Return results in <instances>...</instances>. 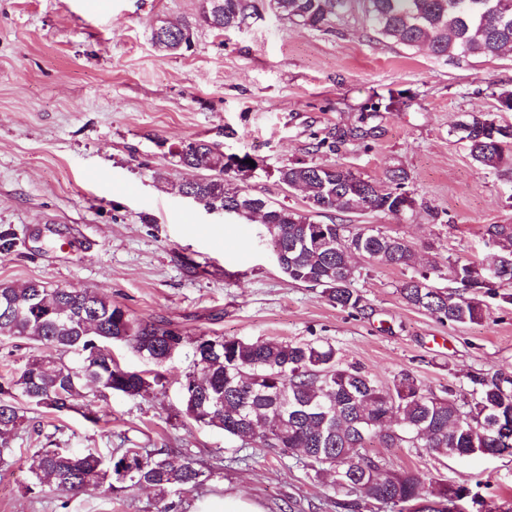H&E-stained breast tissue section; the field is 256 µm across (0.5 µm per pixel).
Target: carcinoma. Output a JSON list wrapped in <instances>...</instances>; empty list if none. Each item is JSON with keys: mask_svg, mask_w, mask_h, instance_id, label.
Returning a JSON list of instances; mask_svg holds the SVG:
<instances>
[{"mask_svg": "<svg viewBox=\"0 0 512 512\" xmlns=\"http://www.w3.org/2000/svg\"><path fill=\"white\" fill-rule=\"evenodd\" d=\"M385 38L406 47L428 45L445 57L499 56L512 47V0H269L278 15L321 28L352 2ZM203 17L217 30L238 28L253 15V0H203ZM181 30H153L157 44L176 47ZM495 122L488 115L468 114L455 127L464 133L474 164L482 170L512 165V134H486ZM175 165L189 172L177 190L186 189L204 205L235 208L244 188L231 175L242 171L248 155H226L206 140L181 143L168 151ZM282 184L299 183L307 211L269 204V223L277 225L278 270L289 281L321 289L332 306L361 310L362 296L353 288L358 262L411 269L399 286L406 304L428 312L441 323L467 325L482 321L487 306L481 294L512 305V293L499 288L512 281V224H490L487 243L496 249L497 269L473 262L453 267L454 279L470 291L450 293L433 286L437 265L415 269V253L404 238L379 228L355 224H316L312 214L328 210L355 213L358 205L394 216L409 211V175L394 168L380 182L363 178L342 164L321 166L294 162L278 169ZM318 235L331 243L316 248L305 242ZM0 338L24 340L58 352L34 357L0 381V454L19 425L15 396L63 414L76 408L90 389L105 399L112 394L140 396L161 380L144 371L121 367L112 345H130L138 355L161 368L185 344L192 345L193 371L182 382L185 414L213 426L248 448L306 449V467L334 477L336 512H414L422 501V478L415 470L392 471L364 451L378 441L387 448H424L438 454L457 448L464 456L512 455V376L474 377L472 399L441 397L411 374L397 375L390 387L379 385L357 367L341 368L336 349L325 343L279 340L249 342L234 337L200 335L132 318L112 299L93 289L55 288L39 281L17 288L0 283ZM26 490L45 487L73 496L99 488L114 494L128 486H147L156 495V512H174L169 496L197 488L203 472L179 461L167 448H118L104 457L91 449L39 448L30 457ZM428 499L448 505L431 512H458L448 499V483L440 480Z\"/></svg>", "mask_w": 512, "mask_h": 512, "instance_id": "1", "label": "carcinoma"}]
</instances>
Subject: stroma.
I'll return each mask as SVG.
<instances>
[{
	"instance_id": "35a3bbf8",
	"label": "stroma",
	"mask_w": 512,
	"mask_h": 512,
	"mask_svg": "<svg viewBox=\"0 0 512 512\" xmlns=\"http://www.w3.org/2000/svg\"><path fill=\"white\" fill-rule=\"evenodd\" d=\"M200 12L201 0H0V283L89 288L191 337L328 342L341 366L382 386L407 372L435 393L467 394L471 375L512 376V305L490 303L479 323L443 324L402 300L405 271L366 264L355 283L363 311L336 308L279 272L259 222L209 215L180 197L185 173L168 155L169 145L207 140L258 157L262 171L236 183L298 212L303 193L277 179L285 164L341 163L377 181L403 168L413 218L331 210L317 221L405 238L419 265L443 267L436 284L452 290L448 263L489 259L486 225L512 224V167L479 170L453 131L472 113L512 124L498 101L512 90V52L437 57L382 37L357 7L327 29L264 8L221 31ZM163 21L191 25L190 50L153 44ZM388 98L391 111L368 117ZM342 131L338 151L317 148ZM192 369L186 346L143 397L89 396L62 415L16 399L0 512H156L153 491L137 486L27 493L30 456L56 447L173 449L206 474L197 489L171 494L174 512H221L228 493L264 512H334L331 477L308 474L301 453L245 448L186 417L181 382ZM366 451L425 483L466 486L462 512H512V455L450 459L377 442Z\"/></svg>"
}]
</instances>
